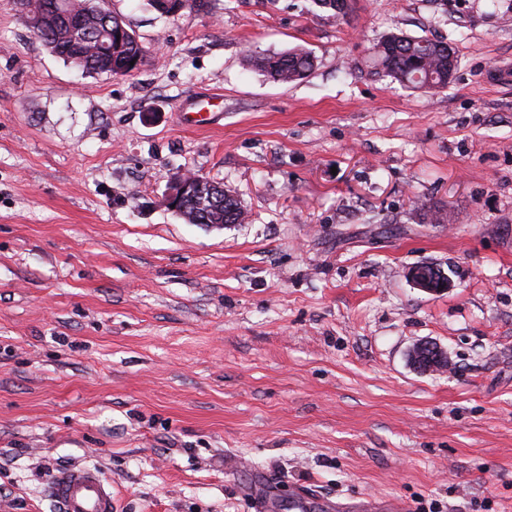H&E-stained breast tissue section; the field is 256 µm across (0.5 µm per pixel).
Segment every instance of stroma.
Listing matches in <instances>:
<instances>
[{
  "mask_svg": "<svg viewBox=\"0 0 512 512\" xmlns=\"http://www.w3.org/2000/svg\"><path fill=\"white\" fill-rule=\"evenodd\" d=\"M105 6L144 48L130 76L65 63L0 0V512H59L74 465L112 512H256L259 476L270 512L300 487L512 512V0ZM392 32L449 42L446 88L374 73ZM292 49L298 81L245 65ZM208 92L220 126H182ZM187 173L245 222L169 209ZM424 340L450 371L411 365ZM408 276L416 288L429 294H440L451 286L449 280L444 279L443 274H441L440 279H438L437 275L430 276L423 274L418 268H412L408 272Z\"/></svg>",
  "mask_w": 512,
  "mask_h": 512,
  "instance_id": "obj_1",
  "label": "stroma"
}]
</instances>
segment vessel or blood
<instances>
[{
  "mask_svg": "<svg viewBox=\"0 0 512 512\" xmlns=\"http://www.w3.org/2000/svg\"><path fill=\"white\" fill-rule=\"evenodd\" d=\"M203 101L193 98L180 107L179 120L187 127L215 124L218 115L202 109ZM53 496L61 512H112V487L97 472L85 467L60 473L53 487Z\"/></svg>",
  "mask_w": 512,
  "mask_h": 512,
  "instance_id": "vessel-or-blood-1",
  "label": "vessel or blood"
}]
</instances>
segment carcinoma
I'll return each instance as SVG.
<instances>
[{"mask_svg":"<svg viewBox=\"0 0 512 512\" xmlns=\"http://www.w3.org/2000/svg\"><path fill=\"white\" fill-rule=\"evenodd\" d=\"M20 2L40 24L43 44L85 73L129 76V63L143 58V46L128 25H119L116 16L105 22L109 10L104 0H61V17L45 15L47 0ZM448 49L447 43L429 37L391 33L374 44L372 63L376 73L413 89H442L448 85ZM249 61L277 83L294 82L313 68L311 54L300 50ZM181 207V217L189 224H240L247 217L237 193L209 179Z\"/></svg>","mask_w":512,"mask_h":512,"instance_id":"obj_1","label":"carcinoma"}]
</instances>
